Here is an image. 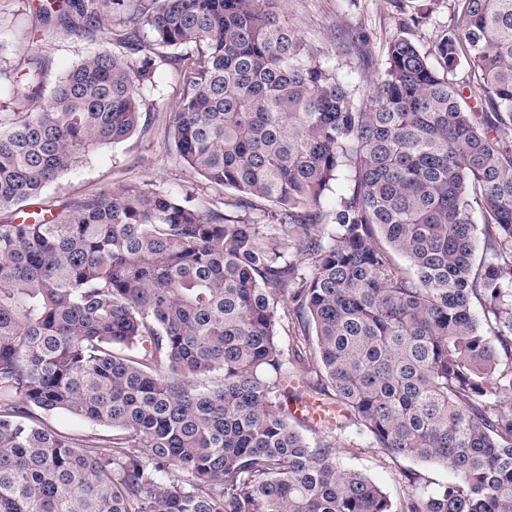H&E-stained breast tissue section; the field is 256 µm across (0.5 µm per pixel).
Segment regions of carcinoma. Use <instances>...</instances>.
I'll use <instances>...</instances> for the list:
<instances>
[{
    "mask_svg": "<svg viewBox=\"0 0 512 512\" xmlns=\"http://www.w3.org/2000/svg\"><path fill=\"white\" fill-rule=\"evenodd\" d=\"M152 2L42 9L121 14L132 53L194 47L174 145L239 214L137 187L35 208L137 130L148 54L102 47L0 118V211L22 215L0 224V512H512V0H454L439 65L397 37L367 89L287 0ZM45 75L31 53L12 94L41 98ZM298 365L373 447L454 480L394 505L340 464L336 427L312 444L289 422ZM42 419L48 426L66 435L93 433L110 435L112 433L109 428L95 426L87 422H78L61 414L42 415Z\"/></svg>",
    "mask_w": 512,
    "mask_h": 512,
    "instance_id": "1",
    "label": "carcinoma"
}]
</instances>
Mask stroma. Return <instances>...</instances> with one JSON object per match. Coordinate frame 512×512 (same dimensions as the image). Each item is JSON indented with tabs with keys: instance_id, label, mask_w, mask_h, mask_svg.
<instances>
[{
	"instance_id": "35a3bbf8",
	"label": "stroma",
	"mask_w": 512,
	"mask_h": 512,
	"mask_svg": "<svg viewBox=\"0 0 512 512\" xmlns=\"http://www.w3.org/2000/svg\"><path fill=\"white\" fill-rule=\"evenodd\" d=\"M43 0H0V28L12 30L11 47L0 55V115L10 119L42 108L39 100L14 98L10 87L27 63L39 52L47 63L46 83L54 85L86 54L110 44L123 51L127 26L122 16L102 12L96 26L81 18L60 20L40 10ZM454 0H288L289 18L310 41L331 49L339 36L353 38L357 48L339 57L345 75L357 79L360 58H383L385 44L402 35L421 51L433 52L442 32L453 22ZM418 24H411V17ZM157 65L160 95L142 108L138 130L116 144L96 147L73 170L52 183L46 196L54 205L72 204L116 188L136 186L187 194L197 205L234 212L235 192L213 185L177 155L170 135L173 117L183 97L179 71L171 61L172 49L150 48ZM337 437L348 446L339 456L347 468L364 472L393 502H400L409 489L406 472L419 474L417 492L431 493L447 485L452 473L443 465L392 459L373 448L360 434L351 417H338Z\"/></svg>"
}]
</instances>
